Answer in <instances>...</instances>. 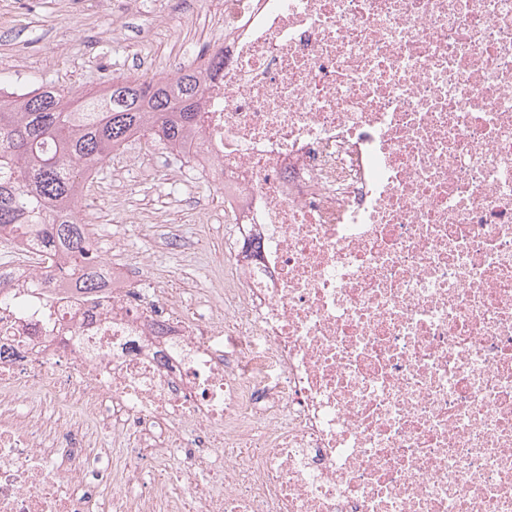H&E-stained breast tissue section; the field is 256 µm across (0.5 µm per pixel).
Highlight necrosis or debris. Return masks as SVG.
<instances>
[{
	"instance_id": "1",
	"label": "necrosis or debris",
	"mask_w": 512,
	"mask_h": 512,
	"mask_svg": "<svg viewBox=\"0 0 512 512\" xmlns=\"http://www.w3.org/2000/svg\"><path fill=\"white\" fill-rule=\"evenodd\" d=\"M223 49L192 314L0 232V512H512V0H224Z\"/></svg>"
}]
</instances>
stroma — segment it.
<instances>
[{"mask_svg":"<svg viewBox=\"0 0 512 512\" xmlns=\"http://www.w3.org/2000/svg\"><path fill=\"white\" fill-rule=\"evenodd\" d=\"M223 0H199L186 11L181 0H0V77L22 88L55 86L71 94L94 92L107 79L163 76L171 62L195 61L224 33ZM178 158L153 150L139 173L113 163L96 173L91 197L80 198L92 238L104 258L149 262L159 280L193 291L224 277L213 259L224 247L218 219L224 198L210 184L171 183ZM198 193L207 210L184 198ZM182 226L184 248L169 249L172 225Z\"/></svg>","mask_w":512,"mask_h":512,"instance_id":"1","label":"stroma"}]
</instances>
